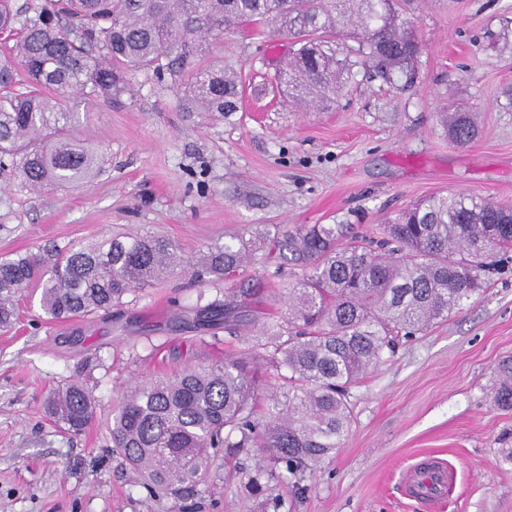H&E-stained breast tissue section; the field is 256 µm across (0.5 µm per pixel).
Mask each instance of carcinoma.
I'll return each mask as SVG.
<instances>
[{
    "label": "carcinoma",
    "mask_w": 512,
    "mask_h": 512,
    "mask_svg": "<svg viewBox=\"0 0 512 512\" xmlns=\"http://www.w3.org/2000/svg\"><path fill=\"white\" fill-rule=\"evenodd\" d=\"M398 0H31L15 11L0 0V33L14 53L0 56V163L36 189L91 182L97 154L71 137L75 113L54 94L76 91L110 99L135 72L176 75L201 43L231 28L273 22L295 39L286 68L306 83L300 96L328 99L341 73L372 69L387 82L415 83L421 44ZM28 90L14 92L17 69ZM192 100L203 112L239 110L241 91L222 67L195 71ZM450 137L470 142L466 111L444 119ZM389 239L348 236L343 224L278 228L273 243L305 270L288 282V318L266 326L243 356L187 366L122 391L112 410V447L145 480L173 496L188 489L223 448H253L263 465L245 473L261 490L275 481L294 495L310 488L320 463L350 428L348 389L395 352L490 285L496 254L512 249V207L474 193L435 195L401 210L385 225ZM264 263L251 246L209 247L185 260L161 231L107 236L62 252H27L0 261V329L14 324L21 297L39 292L44 314L70 321L127 304V298L178 272L198 284L229 280ZM240 304L224 292L197 310V320L237 322ZM263 359L277 386L268 421L256 418ZM495 400L512 409V359L497 368ZM45 408L56 425L78 433L98 402L79 381L51 391Z\"/></svg>",
    "instance_id": "cac0c4a2"
}]
</instances>
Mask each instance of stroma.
Wrapping results in <instances>:
<instances>
[{
    "label": "stroma",
    "instance_id": "obj_1",
    "mask_svg": "<svg viewBox=\"0 0 512 512\" xmlns=\"http://www.w3.org/2000/svg\"><path fill=\"white\" fill-rule=\"evenodd\" d=\"M422 46L413 87L360 72L334 99L299 108L277 72L293 47L274 24L229 30L189 67L220 64L241 80L237 112L187 109L171 75L135 73L120 102L64 92L76 135L100 158L87 185L26 188L0 170V261L51 244L63 249L117 232L158 228L190 256L210 244H265L276 228L344 224L363 235L407 205L473 192L512 206V0H409ZM461 107L478 129L455 143L440 122ZM283 259L270 253L230 281L244 307L235 333L203 345L186 320L219 290L180 273L136 301L82 322H51L38 299L0 331V512H512V411L494 403L495 370L512 355V260L491 288L352 386L350 430L310 490L252 493L249 448H225L194 493L147 489L112 449L120 391L215 356L288 313L285 288L256 289ZM80 379L100 407L77 435L46 416L47 393ZM435 457L455 474L437 505L409 498L404 476Z\"/></svg>",
    "mask_w": 512,
    "mask_h": 512
}]
</instances>
